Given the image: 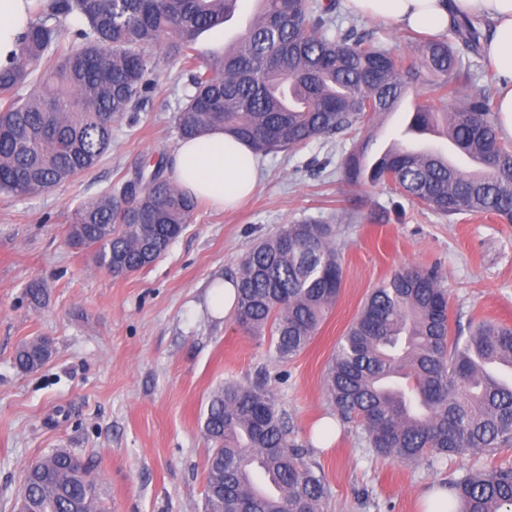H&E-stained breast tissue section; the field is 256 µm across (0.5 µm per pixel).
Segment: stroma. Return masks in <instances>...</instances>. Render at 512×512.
Wrapping results in <instances>:
<instances>
[{
    "instance_id": "obj_1",
    "label": "stroma",
    "mask_w": 512,
    "mask_h": 512,
    "mask_svg": "<svg viewBox=\"0 0 512 512\" xmlns=\"http://www.w3.org/2000/svg\"><path fill=\"white\" fill-rule=\"evenodd\" d=\"M338 20L385 48L405 46L399 25L354 17L343 5ZM148 54L158 90L113 124L112 147L94 168L44 193H0V512H12L28 462L58 448L90 461L110 512H203L209 398L261 377L324 475L329 512H419L420 495L460 476L473 457L430 466L377 453L359 423L337 420L328 364L371 290L408 265L437 272L452 330L485 319L512 326V224L446 217L386 186H351L342 164L353 133L262 156V180L242 206L200 204L155 264L113 275L69 244L68 227L82 202L120 199L136 167L172 154L187 79L163 45ZM428 80L421 73L412 99L373 125L374 152L424 101ZM305 218L336 225L342 288L309 346L281 363L267 339L215 315L208 292L214 280L236 278L250 247ZM34 281L46 290L37 307L25 294ZM41 336L53 341L50 358L21 372L17 347ZM326 418L336 419L337 433L324 449L315 428Z\"/></svg>"
}]
</instances>
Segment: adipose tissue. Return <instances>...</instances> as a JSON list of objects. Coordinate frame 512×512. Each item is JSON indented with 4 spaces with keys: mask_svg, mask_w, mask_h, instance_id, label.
I'll return each instance as SVG.
<instances>
[{
    "mask_svg": "<svg viewBox=\"0 0 512 512\" xmlns=\"http://www.w3.org/2000/svg\"><path fill=\"white\" fill-rule=\"evenodd\" d=\"M34 0H0V68L9 67L18 52V38L27 26ZM358 16L392 21L432 33L446 32L458 18L490 21L491 37L484 53L500 78L495 110L500 129L512 136V0H347ZM171 167L179 187L214 208L236 207L260 180L261 161L244 143L221 130L179 141Z\"/></svg>",
    "mask_w": 512,
    "mask_h": 512,
    "instance_id": "adipose-tissue-1",
    "label": "adipose tissue"
}]
</instances>
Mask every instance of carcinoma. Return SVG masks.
Here are the masks:
<instances>
[{"mask_svg":"<svg viewBox=\"0 0 512 512\" xmlns=\"http://www.w3.org/2000/svg\"><path fill=\"white\" fill-rule=\"evenodd\" d=\"M239 0H36L13 67L0 71V192L28 196L92 169L112 146V123L156 87L146 49L161 42L188 76L173 119L181 138L223 129L255 152L292 151L380 121L432 72L425 103L399 138L366 160L371 140L346 157L356 186L385 185L445 216L490 215L512 224V146L499 136L488 94L473 88L482 21L395 52L336 23V0H261L263 10L228 50L202 57V34L231 20ZM83 27L61 36L70 17ZM426 132L481 164L467 171L407 142ZM76 211L70 244L93 250L115 275L154 264L197 208L156 164ZM335 227L289 224L252 246L235 280L233 319L270 336L280 362L299 355L335 306L342 286ZM50 344L23 343L14 361L37 371ZM331 405L364 427L376 452L429 463L512 447V327L489 320L450 336L448 294L437 274L405 266L372 289L337 343L326 373ZM203 431L205 512H327L330 490L296 442L264 381L215 391ZM456 512H512V463L447 482ZM17 512H102L88 464L59 448L28 467Z\"/></svg>","mask_w":512,"mask_h":512,"instance_id":"carcinoma-1","label":"carcinoma"}]
</instances>
